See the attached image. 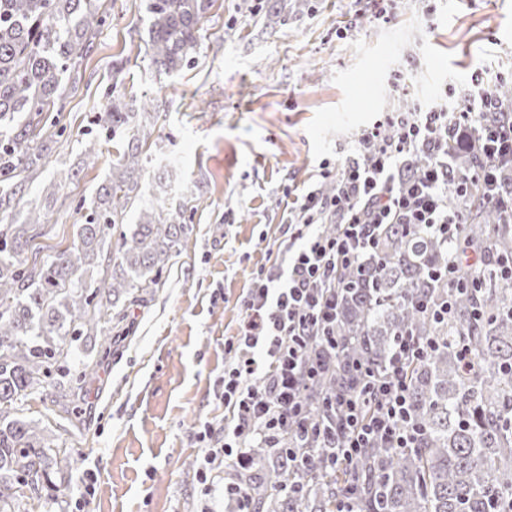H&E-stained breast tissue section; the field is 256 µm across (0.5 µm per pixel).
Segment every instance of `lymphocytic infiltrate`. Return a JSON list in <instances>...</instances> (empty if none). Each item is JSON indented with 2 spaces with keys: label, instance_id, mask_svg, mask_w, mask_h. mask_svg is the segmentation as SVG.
Instances as JSON below:
<instances>
[{
  "label": "lymphocytic infiltrate",
  "instance_id": "f902f5d3",
  "mask_svg": "<svg viewBox=\"0 0 512 512\" xmlns=\"http://www.w3.org/2000/svg\"><path fill=\"white\" fill-rule=\"evenodd\" d=\"M505 76L493 63L477 72L473 87L454 102L431 106L412 102L408 111L382 113L356 137L336 171V192L323 196L311 189L296 200V220L270 266L261 267L242 299L244 317L230 348L236 353L224 368V425L208 439L200 478L213 485L215 463L224 466V495L238 512H250L245 473L257 464L249 452L260 442L280 453L284 435H309L303 415L301 382L314 376L310 350L335 354L332 327L341 275L359 257L377 247L386 224H417L444 240L461 241L465 219L448 208L449 193L466 196L473 181L491 184L497 166L512 158V104L490 91ZM496 114L485 122V114ZM481 146L485 164L474 175L448 179V145ZM429 152L426 168L415 179L396 176L398 162ZM338 225L336 235L322 233ZM428 341L400 337L393 360L381 373L365 376L362 395L337 394L341 415L334 463L344 464L365 449L381 445L407 448L414 441L404 365L427 357ZM371 409H364V402Z\"/></svg>",
  "mask_w": 512,
  "mask_h": 512
}]
</instances>
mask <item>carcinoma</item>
I'll return each mask as SVG.
<instances>
[{
	"label": "carcinoma",
	"instance_id": "cac0c4a2",
	"mask_svg": "<svg viewBox=\"0 0 512 512\" xmlns=\"http://www.w3.org/2000/svg\"><path fill=\"white\" fill-rule=\"evenodd\" d=\"M107 0H0V209L19 202L42 160L37 145L58 135L43 121L57 112L104 23ZM215 0H146L145 57L167 73L187 67ZM149 112H130L120 98L97 122L120 149L107 185L76 225L72 246L46 256H22L43 235L47 214L32 207L19 224L0 225V512L25 499H50L76 466L69 448L54 443L47 424L19 416L47 382L82 384L111 355L113 307L158 285L170 258L187 243L184 210L139 206L141 148L151 135ZM448 163L469 173L485 163L477 150L448 142ZM139 222L122 225L126 210ZM448 207L466 214L464 246L486 261L480 290L457 289L439 276L453 245L417 224H390L378 248L365 254L338 291L336 361L306 390V414L323 428L336 384L362 370L380 372L395 339H433L427 357L405 365L408 399L421 434L412 448H368L333 468L330 449L304 448L305 463L267 448L251 454L264 471L249 480L255 512H495L512 499V282L501 264L512 257V224L489 203L488 189ZM122 226L115 248L109 230ZM97 265L103 278H83ZM452 303L439 322L421 311ZM467 337L472 365L460 361L456 340Z\"/></svg>",
	"mask_w": 512,
	"mask_h": 512
}]
</instances>
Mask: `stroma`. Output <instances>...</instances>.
<instances>
[{
	"label": "stroma",
	"mask_w": 512,
	"mask_h": 512,
	"mask_svg": "<svg viewBox=\"0 0 512 512\" xmlns=\"http://www.w3.org/2000/svg\"><path fill=\"white\" fill-rule=\"evenodd\" d=\"M374 0H216L193 65L156 71L144 57L145 0H108L93 50L72 76L61 111L65 132L43 149L24 197L44 206L42 187L73 171L59 193L41 253L70 246L86 201L107 182L111 143L93 117L111 104H152L138 193L184 208L188 243L158 287L118 303L122 335L78 400L47 389L26 417L50 420L78 462L50 512H233L223 490L197 478L205 427L224 423V366L241 300L270 265L294 200L335 172L353 136L399 108L389 94L400 63H415L411 93L456 96L475 72L502 61L512 81V0H404L377 19Z\"/></svg>",
	"instance_id": "1"
}]
</instances>
